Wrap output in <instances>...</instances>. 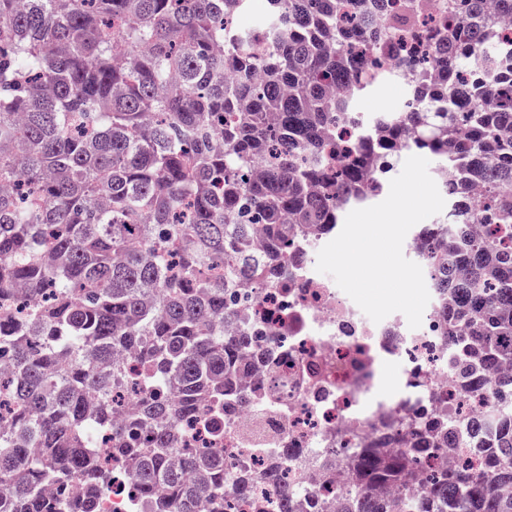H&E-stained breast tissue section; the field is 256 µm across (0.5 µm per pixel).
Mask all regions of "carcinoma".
I'll return each instance as SVG.
<instances>
[{
  "label": "carcinoma",
  "mask_w": 512,
  "mask_h": 512,
  "mask_svg": "<svg viewBox=\"0 0 512 512\" xmlns=\"http://www.w3.org/2000/svg\"><path fill=\"white\" fill-rule=\"evenodd\" d=\"M0 0V512H95L112 489L99 433L135 481L134 512H224V412L249 396L224 335L231 289L277 285L288 245L378 197L410 152L438 159L449 217L417 256L441 297L456 385L486 380L498 432L472 471L438 419L403 448L339 460L340 512H512V0ZM268 47L253 49L260 35ZM410 105L343 130L359 97L412 67ZM472 224H493L483 236ZM134 358V377L115 361ZM143 397L112 419V385ZM203 425L214 446L179 426ZM280 482L279 465L235 477Z\"/></svg>",
  "instance_id": "carcinoma-1"
}]
</instances>
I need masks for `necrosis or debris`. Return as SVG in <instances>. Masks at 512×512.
Wrapping results in <instances>:
<instances>
[{
	"label": "necrosis or debris",
	"instance_id": "necrosis-or-debris-1",
	"mask_svg": "<svg viewBox=\"0 0 512 512\" xmlns=\"http://www.w3.org/2000/svg\"><path fill=\"white\" fill-rule=\"evenodd\" d=\"M317 245L292 240L287 287L236 289L232 328L255 337L256 354L248 406L224 416L226 474L261 471L263 449H287L285 479L303 493L301 512H333L348 483L337 468L329 484L320 483L324 462L371 447L386 422L401 423L400 447L413 422L468 419L495 399L486 383L456 388L436 312L415 329L402 314L373 322L316 271ZM269 349L278 359L273 372L260 358ZM386 364L399 375L392 389L379 381Z\"/></svg>",
	"mask_w": 512,
	"mask_h": 512
}]
</instances>
